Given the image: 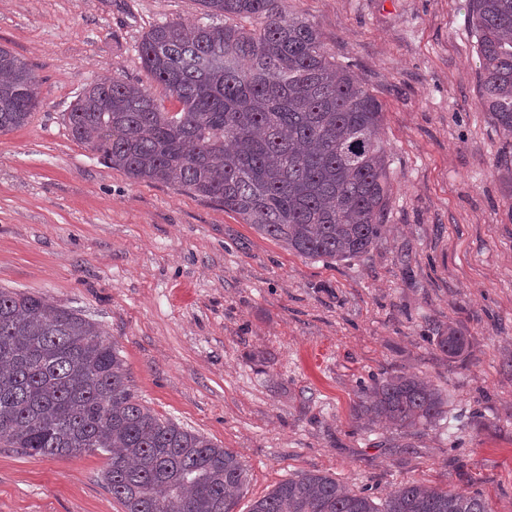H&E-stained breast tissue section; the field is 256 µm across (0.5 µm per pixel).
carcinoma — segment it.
<instances>
[{
	"mask_svg": "<svg viewBox=\"0 0 512 512\" xmlns=\"http://www.w3.org/2000/svg\"><path fill=\"white\" fill-rule=\"evenodd\" d=\"M192 31L153 25L143 69L180 104L168 112L120 79L84 88L66 113L71 134L135 181L187 189L224 205L289 251L339 262L379 240L390 183L376 98L331 59L309 21L279 0H198ZM480 104L512 135V0H470ZM251 21L214 24L217 17ZM40 104L28 64L0 46V132ZM448 398L416 375L373 377L353 408L417 430ZM0 443L30 456L108 455L101 474L125 512H232L246 483L238 456L162 419L129 385L119 349L80 310L0 290ZM251 512H490L478 493L411 482L387 497L304 474Z\"/></svg>",
	"mask_w": 512,
	"mask_h": 512,
	"instance_id": "1",
	"label": "carcinoma"
}]
</instances>
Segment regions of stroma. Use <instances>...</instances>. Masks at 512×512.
Instances as JSON below:
<instances>
[{"instance_id":"1","label":"stroma","mask_w":512,"mask_h":512,"mask_svg":"<svg viewBox=\"0 0 512 512\" xmlns=\"http://www.w3.org/2000/svg\"><path fill=\"white\" fill-rule=\"evenodd\" d=\"M281 6L382 106L390 201L371 251L300 256L72 137L79 92L151 85L139 42L156 23H194L196 0H0V45L32 65L41 100L0 134V289L82 311L146 406L236 453L247 484L234 512L308 473L379 505L415 482L512 512V136L479 103L468 0ZM451 328L456 355L437 346ZM412 373L447 396L441 419L412 432L354 419L370 376ZM106 464L0 445V512H124Z\"/></svg>"}]
</instances>
